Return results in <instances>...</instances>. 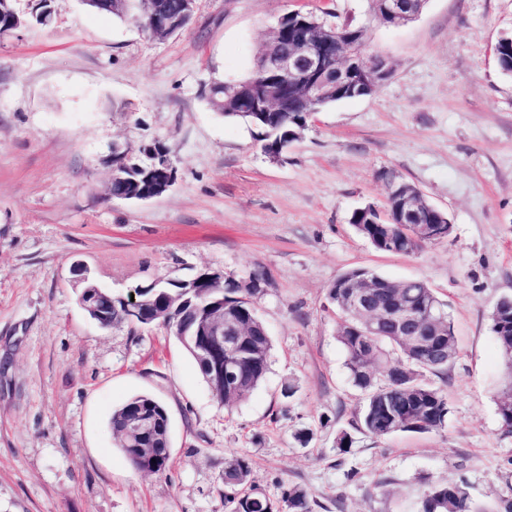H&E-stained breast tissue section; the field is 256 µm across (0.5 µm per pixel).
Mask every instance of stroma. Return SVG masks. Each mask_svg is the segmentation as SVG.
Returning <instances> with one entry per match:
<instances>
[{"mask_svg":"<svg viewBox=\"0 0 512 512\" xmlns=\"http://www.w3.org/2000/svg\"><path fill=\"white\" fill-rule=\"evenodd\" d=\"M368 0H194L189 28L157 38L135 22L52 0L45 25L0 39V512H225L224 459H249L273 501L303 488L315 512H417L433 484L466 481L486 512L512 494V431L490 313L512 294V75L494 47L512 0H428L393 28ZM293 10L368 29L390 77L314 115L278 159L258 131L201 91L246 78ZM161 145L172 186L110 197L116 160ZM390 171L446 210L448 240L415 255L376 250L350 223L384 204ZM115 296L163 277L260 274L272 339L265 380L218 405L161 323L102 329L79 303L73 262ZM366 268L425 280L447 303L459 354L444 429L377 438L361 428L327 292ZM296 392L285 397L283 388ZM149 394L170 419L171 465L136 472L113 410ZM351 444L339 450L338 438Z\"/></svg>","mask_w":512,"mask_h":512,"instance_id":"1","label":"stroma"}]
</instances>
